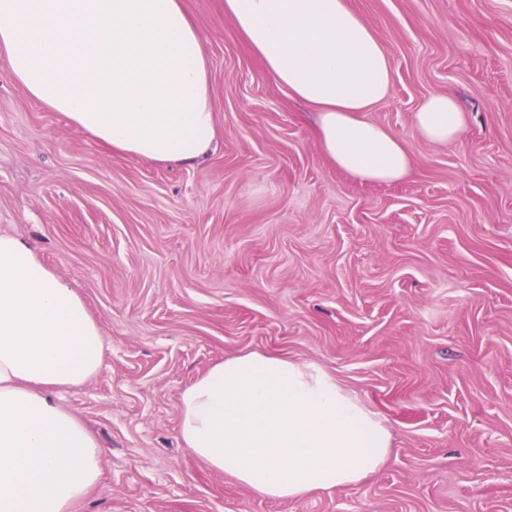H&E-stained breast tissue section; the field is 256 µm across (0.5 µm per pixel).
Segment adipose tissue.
Returning <instances> with one entry per match:
<instances>
[{
  "label": "adipose tissue",
  "mask_w": 512,
  "mask_h": 512,
  "mask_svg": "<svg viewBox=\"0 0 512 512\" xmlns=\"http://www.w3.org/2000/svg\"><path fill=\"white\" fill-rule=\"evenodd\" d=\"M224 14L266 75L314 109L337 168L378 183L409 174L403 140L366 117L393 71L348 0H224ZM0 54L29 96L114 151L190 162L215 141L208 58L183 0H0ZM412 124L445 143L466 115L439 92ZM103 362L102 330L75 290L0 233V512H70L99 485L102 449L50 394L79 390ZM179 434L211 470L275 499L357 485L391 451L384 420L328 371L259 352L183 389Z\"/></svg>",
  "instance_id": "adipose-tissue-1"
}]
</instances>
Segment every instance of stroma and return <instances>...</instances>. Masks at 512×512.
Masks as SVG:
<instances>
[{"label":"stroma","mask_w":512,"mask_h":512,"mask_svg":"<svg viewBox=\"0 0 512 512\" xmlns=\"http://www.w3.org/2000/svg\"><path fill=\"white\" fill-rule=\"evenodd\" d=\"M209 59L217 143L192 164L107 151L0 56V233L70 281L104 365L60 401L103 449L72 512H512V0H349L393 69L368 112L411 173L366 183L322 154L224 0H183ZM453 91L466 134L413 129ZM247 352L320 365L381 415L380 470L270 499L179 437V397Z\"/></svg>","instance_id":"35a3bbf8"}]
</instances>
